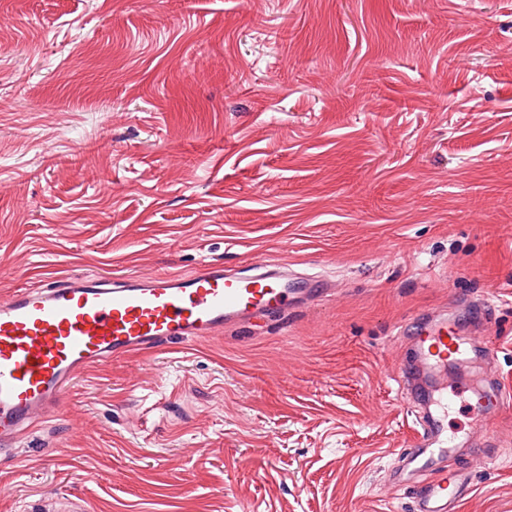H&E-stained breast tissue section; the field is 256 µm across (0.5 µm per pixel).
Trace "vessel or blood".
<instances>
[{
	"mask_svg": "<svg viewBox=\"0 0 512 512\" xmlns=\"http://www.w3.org/2000/svg\"><path fill=\"white\" fill-rule=\"evenodd\" d=\"M329 281L292 273L267 258L243 275L207 265L193 272L68 276L38 288L16 289L0 300V445L57 416L62 394L77 372L173 341L210 337L278 309H299L327 296ZM412 360L402 374L427 380L433 413L419 417L407 458L427 478L416 490V512H459L473 492L469 472L430 470L428 456L450 449L448 413L464 401L475 419L470 433L494 449V415L512 408V386L492 371L495 351L449 325L445 316L420 313ZM468 363L470 376L451 373Z\"/></svg>",
	"mask_w": 512,
	"mask_h": 512,
	"instance_id": "obj_1",
	"label": "vessel or blood"
}]
</instances>
